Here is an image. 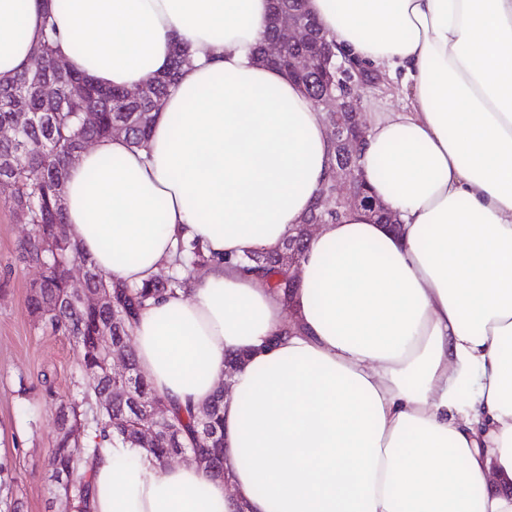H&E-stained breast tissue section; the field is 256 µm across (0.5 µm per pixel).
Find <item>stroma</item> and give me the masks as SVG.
Instances as JSON below:
<instances>
[{
  "label": "stroma",
  "mask_w": 512,
  "mask_h": 512,
  "mask_svg": "<svg viewBox=\"0 0 512 512\" xmlns=\"http://www.w3.org/2000/svg\"><path fill=\"white\" fill-rule=\"evenodd\" d=\"M403 100L400 77L382 73L364 90L362 111L397 112ZM11 194L0 185V512H64L49 454L57 410L81 400L85 381L72 340L45 331L28 306L40 269L21 257L31 227L12 212Z\"/></svg>",
  "instance_id": "stroma-1"
}]
</instances>
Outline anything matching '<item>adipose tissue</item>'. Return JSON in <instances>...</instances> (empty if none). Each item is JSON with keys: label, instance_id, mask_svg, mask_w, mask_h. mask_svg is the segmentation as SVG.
<instances>
[{"label": "adipose tissue", "instance_id": "ef3b65f1", "mask_svg": "<svg viewBox=\"0 0 512 512\" xmlns=\"http://www.w3.org/2000/svg\"><path fill=\"white\" fill-rule=\"evenodd\" d=\"M336 45L401 72L362 179L399 214L322 225L291 305L244 269L297 235L329 177L323 115L255 61L270 0H0V79L56 53L102 86L194 62L146 147L114 136L70 167L66 230L127 284L179 242L216 257L139 316V372L197 409L222 380L224 462L92 468V512H512V0H307ZM245 360L224 370L230 354Z\"/></svg>", "mask_w": 512, "mask_h": 512}]
</instances>
